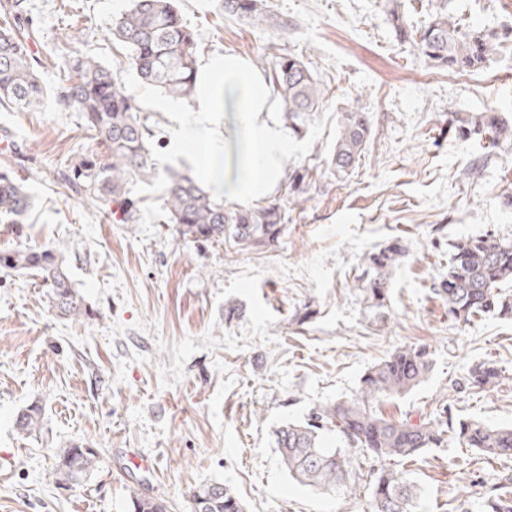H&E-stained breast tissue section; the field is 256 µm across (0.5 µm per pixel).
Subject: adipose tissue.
<instances>
[{
  "label": "adipose tissue",
  "mask_w": 512,
  "mask_h": 512,
  "mask_svg": "<svg viewBox=\"0 0 512 512\" xmlns=\"http://www.w3.org/2000/svg\"><path fill=\"white\" fill-rule=\"evenodd\" d=\"M203 90L193 100L191 119L174 138L176 151L192 146L198 175L223 190L226 200L252 203L276 187L288 152V137L274 119L268 78L245 58L211 61ZM224 115L216 132L212 113Z\"/></svg>",
  "instance_id": "1"
}]
</instances>
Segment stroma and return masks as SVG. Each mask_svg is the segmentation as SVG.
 Returning <instances> with one entry per match:
<instances>
[{
    "label": "stroma",
    "instance_id": "35a3bbf8",
    "mask_svg": "<svg viewBox=\"0 0 512 512\" xmlns=\"http://www.w3.org/2000/svg\"><path fill=\"white\" fill-rule=\"evenodd\" d=\"M288 33L225 16L221 0H175L196 35L199 66L227 53L260 66L301 56L327 88L303 137L292 140L277 195L289 222L268 250L225 253L182 241L162 220V171L191 166L173 153L178 122L167 97L143 88L128 50L109 31L129 0H31L47 60L40 79L58 87L73 53L108 64L138 96L159 172L136 183L140 219L121 224L59 181L95 148L82 113L49 102L37 112L0 108V167L32 194L21 230L0 223V250L64 249L71 280L90 308L58 317L47 288L0 272V512H129L133 493L189 512L194 488L217 481L246 512H367L370 462L353 485L324 492L280 463L272 432L316 405L355 396L359 379L397 348L433 352L427 380L380 404L388 419L447 403L454 417L512 425V321L448 317L435 284L454 240L512 239V145L486 151L455 142L454 113L492 108L512 122V48L459 77L432 66L393 32L387 0H267ZM414 25L436 5L472 27H512V0H400ZM359 99L371 121L367 148L345 183L328 170L337 114ZM309 171L300 193L291 176ZM401 239L407 255L390 277L389 320L373 322L352 281L362 254ZM312 308L305 323L296 311ZM496 362L503 381L482 396L468 370ZM42 408V428L18 434L14 419ZM81 440L100 453L92 478L59 488L51 448ZM147 467H139V459ZM421 494L414 512H485L491 490L512 477V458L431 448L396 463Z\"/></svg>",
    "mask_w": 512,
    "mask_h": 512
}]
</instances>
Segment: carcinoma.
<instances>
[{
    "label": "carcinoma",
    "mask_w": 512,
    "mask_h": 512,
    "mask_svg": "<svg viewBox=\"0 0 512 512\" xmlns=\"http://www.w3.org/2000/svg\"><path fill=\"white\" fill-rule=\"evenodd\" d=\"M30 0H0V106L19 111L42 109L47 92L39 77L45 62L32 53L37 33L30 23ZM224 14L256 26L269 20L265 0H224ZM388 21L395 34L407 40L433 65L454 73L483 68L491 56L512 41V29H472L442 11L428 15L418 30L409 27L396 0L388 6ZM112 39L130 53L141 82L169 97L180 99L196 91L195 34L183 24L174 0H132V6L113 23ZM273 97L282 104L288 131L296 136L322 108L326 96L314 73L299 57L275 55L267 67ZM57 104L83 113L88 129L105 151L82 157L61 174L62 183L102 211L118 209L121 221L140 219L132 186L155 175L151 131L141 120L136 95L112 67L89 55H76L63 66V84ZM459 137L487 142L492 147L512 145V123L493 110L449 119ZM336 143L329 169L338 181L346 180L371 135V124L359 99L341 109ZM32 201L23 181L0 169V219L19 224ZM165 221L176 227L181 239L206 246L222 243L227 252L269 248L285 228L286 207L279 199L247 208L227 202L194 178L172 172L164 187ZM406 247L392 242L362 256L361 274L353 288L376 319L388 320V281L392 270L406 256ZM0 271L32 274L49 288L58 315L78 319L89 316V307L71 281L64 251L58 247L16 248L0 251ZM448 305V316L468 323L491 314L512 319V242L479 235L451 244L448 271L436 288ZM427 345L404 347L360 378L356 396L312 408L306 418L287 422L274 431L275 448L291 476L305 486L325 492L346 487L354 473L347 449L359 448L380 463L371 484L370 512H413L418 487L392 469L388 462L413 458L429 448H471L491 457H512V426L491 427L474 420H455L448 406L440 404L434 417L401 421L385 419L377 406L420 385L432 369ZM502 370L493 362L470 367L467 388L475 394L498 386ZM42 411L29 406L15 417L18 432L31 435L41 429ZM334 432L344 447L326 448L325 433ZM56 482L65 489L79 485L93 474L99 454L83 442L53 449ZM191 512H245L233 490L214 482L198 486L190 498ZM131 512H168L160 498L135 493Z\"/></svg>",
    "instance_id": "carcinoma-1"
}]
</instances>
